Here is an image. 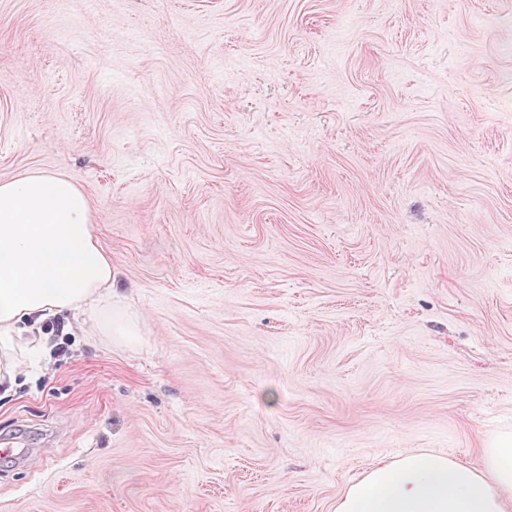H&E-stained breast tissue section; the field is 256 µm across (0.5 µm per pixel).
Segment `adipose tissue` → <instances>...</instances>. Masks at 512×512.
<instances>
[{
	"label": "adipose tissue",
	"instance_id": "adipose-tissue-1",
	"mask_svg": "<svg viewBox=\"0 0 512 512\" xmlns=\"http://www.w3.org/2000/svg\"><path fill=\"white\" fill-rule=\"evenodd\" d=\"M114 283L83 188L61 174L0 181V379H14L21 351L49 354L40 321L112 304ZM336 512H512V434L486 438L478 468L429 452L378 462Z\"/></svg>",
	"mask_w": 512,
	"mask_h": 512
}]
</instances>
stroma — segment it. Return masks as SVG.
I'll return each mask as SVG.
<instances>
[{
  "mask_svg": "<svg viewBox=\"0 0 512 512\" xmlns=\"http://www.w3.org/2000/svg\"><path fill=\"white\" fill-rule=\"evenodd\" d=\"M120 302L0 390V512H335L512 433V0H0V181Z\"/></svg>",
  "mask_w": 512,
  "mask_h": 512,
  "instance_id": "35a3bbf8",
  "label": "stroma"
}]
</instances>
